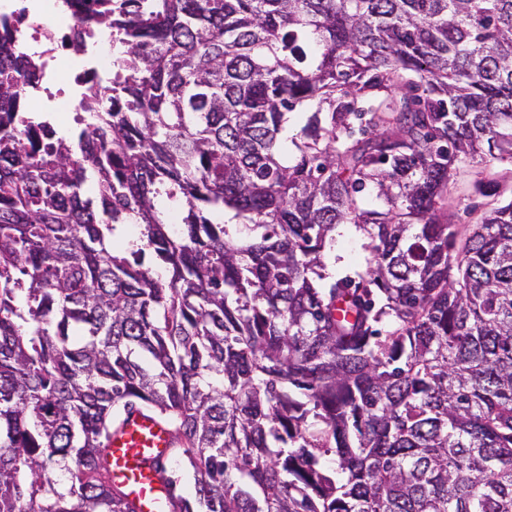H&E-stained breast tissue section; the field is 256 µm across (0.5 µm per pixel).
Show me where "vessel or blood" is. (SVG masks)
<instances>
[{
	"instance_id": "vessel-or-blood-1",
	"label": "vessel or blood",
	"mask_w": 512,
	"mask_h": 512,
	"mask_svg": "<svg viewBox=\"0 0 512 512\" xmlns=\"http://www.w3.org/2000/svg\"><path fill=\"white\" fill-rule=\"evenodd\" d=\"M171 440L170 429L145 411L124 417L112 434V476L139 502L141 512H165L166 489L153 466L168 458Z\"/></svg>"
}]
</instances>
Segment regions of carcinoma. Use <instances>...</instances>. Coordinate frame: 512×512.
Returning a JSON list of instances; mask_svg holds the SVG:
<instances>
[{
	"label": "carcinoma",
	"mask_w": 512,
	"mask_h": 512,
	"mask_svg": "<svg viewBox=\"0 0 512 512\" xmlns=\"http://www.w3.org/2000/svg\"><path fill=\"white\" fill-rule=\"evenodd\" d=\"M113 2L123 80L67 137L0 24V512H139L138 409L193 471L155 466L167 512H512V200L442 205L459 155L512 159V0ZM366 242V238L352 226H341L336 231V241L326 251L325 261L329 272L334 274L340 269L364 267L368 257V252L363 247ZM171 430L146 411H135L112 433V476L122 482L140 512H165L167 493L153 471L170 453ZM173 477L177 479V492L187 497H193L195 494L192 479V470L181 455L176 458L172 465Z\"/></svg>",
	"instance_id": "1"
}]
</instances>
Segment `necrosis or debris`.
I'll return each mask as SVG.
<instances>
[{"instance_id":"obj_1","label":"necrosis or debris","mask_w":512,"mask_h":512,"mask_svg":"<svg viewBox=\"0 0 512 512\" xmlns=\"http://www.w3.org/2000/svg\"><path fill=\"white\" fill-rule=\"evenodd\" d=\"M95 0H0V19L21 18L18 38L40 59L38 79L79 83L89 73L103 83L116 76L113 37L82 30Z\"/></svg>"}]
</instances>
